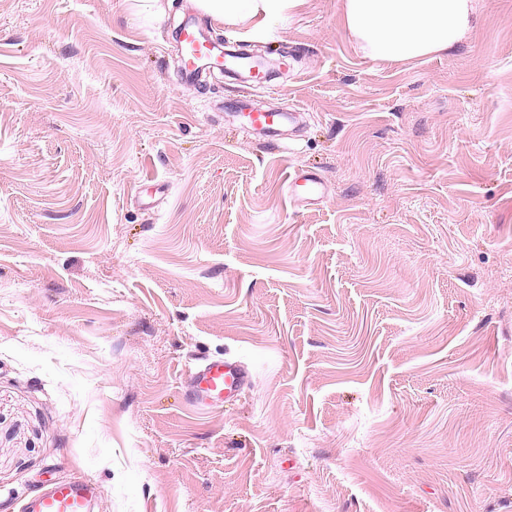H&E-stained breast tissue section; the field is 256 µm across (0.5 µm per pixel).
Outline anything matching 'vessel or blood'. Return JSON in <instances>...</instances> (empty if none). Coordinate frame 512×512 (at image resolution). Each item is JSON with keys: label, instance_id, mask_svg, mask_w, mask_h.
I'll use <instances>...</instances> for the list:
<instances>
[{"label": "vessel or blood", "instance_id": "obj_1", "mask_svg": "<svg viewBox=\"0 0 512 512\" xmlns=\"http://www.w3.org/2000/svg\"><path fill=\"white\" fill-rule=\"evenodd\" d=\"M178 42L183 52V71L195 78L202 72L219 67L245 65L242 57H231L223 46L212 43L193 23L182 25ZM295 114L287 108H246L243 118L247 130L266 135L292 122ZM188 377L198 398L220 402L240 395L250 384L243 364L233 358H207L190 367ZM102 493L99 482L89 475H75L41 486L22 501L21 512H92L94 502Z\"/></svg>", "mask_w": 512, "mask_h": 512}]
</instances>
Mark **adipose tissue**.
<instances>
[{"label":"adipose tissue","instance_id":"obj_1","mask_svg":"<svg viewBox=\"0 0 512 512\" xmlns=\"http://www.w3.org/2000/svg\"><path fill=\"white\" fill-rule=\"evenodd\" d=\"M286 0H197L221 23L263 14L280 19ZM477 0H344L343 23L371 56L396 63L448 52L472 29Z\"/></svg>","mask_w":512,"mask_h":512}]
</instances>
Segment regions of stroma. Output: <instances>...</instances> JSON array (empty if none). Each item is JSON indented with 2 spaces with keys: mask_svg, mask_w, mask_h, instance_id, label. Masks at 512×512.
Here are the masks:
<instances>
[{
  "mask_svg": "<svg viewBox=\"0 0 512 512\" xmlns=\"http://www.w3.org/2000/svg\"><path fill=\"white\" fill-rule=\"evenodd\" d=\"M478 4L389 65L343 0H0V512L74 473L94 512H512V0ZM189 16L287 72L184 77ZM206 356L249 387L195 404ZM287 0H197L198 8L220 23H235L238 20L262 13L263 17L275 21L281 18ZM244 118L243 125L251 134L266 135L279 130L286 122L290 123L296 118V113L288 108H250L241 112Z\"/></svg>",
  "mask_w": 512,
  "mask_h": 512,
  "instance_id": "stroma-1",
  "label": "stroma"
}]
</instances>
